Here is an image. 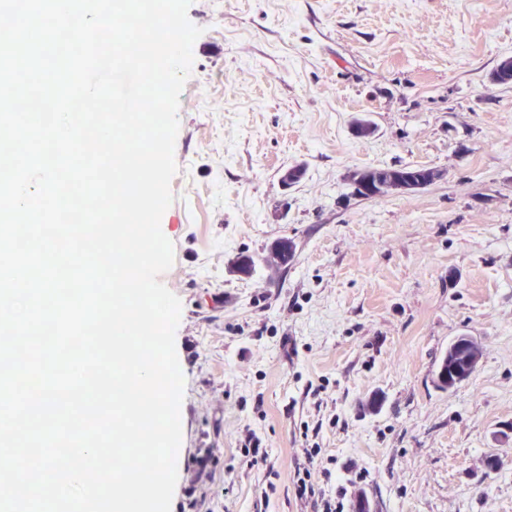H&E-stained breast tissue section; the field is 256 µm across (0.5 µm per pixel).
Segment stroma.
<instances>
[{
	"label": "stroma",
	"mask_w": 512,
	"mask_h": 512,
	"mask_svg": "<svg viewBox=\"0 0 512 512\" xmlns=\"http://www.w3.org/2000/svg\"><path fill=\"white\" fill-rule=\"evenodd\" d=\"M188 17L203 33L160 222L185 378L170 512H312L303 467L376 512H512L495 439L512 430V87L490 81L512 0H192ZM360 118L374 135L353 136ZM394 165L441 177L354 196V172ZM284 237L293 261L270 264ZM462 333L481 364L438 391Z\"/></svg>",
	"instance_id": "1"
}]
</instances>
